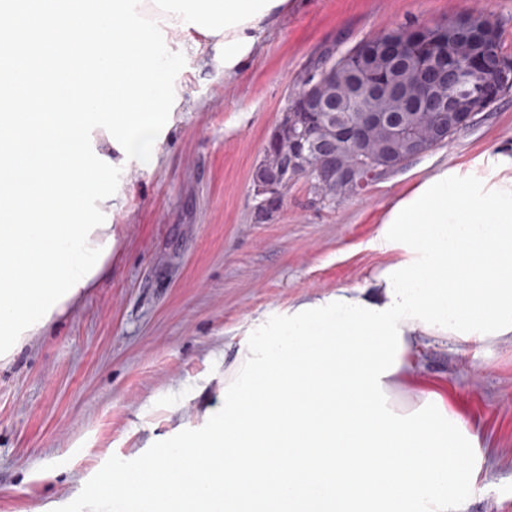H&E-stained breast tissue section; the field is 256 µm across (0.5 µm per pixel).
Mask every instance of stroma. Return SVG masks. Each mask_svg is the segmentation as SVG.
Masks as SVG:
<instances>
[{"label":"stroma","mask_w":512,"mask_h":512,"mask_svg":"<svg viewBox=\"0 0 512 512\" xmlns=\"http://www.w3.org/2000/svg\"><path fill=\"white\" fill-rule=\"evenodd\" d=\"M288 2L244 74L225 75L210 50L187 56L158 161L129 173L112 214L111 274L0 363V512H78L84 485L200 425L248 328L385 265L370 241L393 201L446 169L493 177L498 155L512 156L510 91L365 193L321 207L299 183L257 219L252 169L311 62L472 12L496 21L512 57V0ZM422 362L395 402L439 393L487 456L464 512H512V341L437 342Z\"/></svg>","instance_id":"35a3bbf8"}]
</instances>
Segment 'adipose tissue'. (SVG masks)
I'll list each match as a JSON object with an SVG mask.
<instances>
[{
    "mask_svg": "<svg viewBox=\"0 0 512 512\" xmlns=\"http://www.w3.org/2000/svg\"><path fill=\"white\" fill-rule=\"evenodd\" d=\"M273 11L210 46L243 71ZM372 246L388 255L364 284L257 325L224 369L202 433L162 445L96 487L88 512H460L485 461L479 437L427 392L393 405L419 351L512 339V158L496 178L444 170L386 210Z\"/></svg>",
    "mask_w": 512,
    "mask_h": 512,
    "instance_id": "adipose-tissue-1",
    "label": "adipose tissue"
}]
</instances>
